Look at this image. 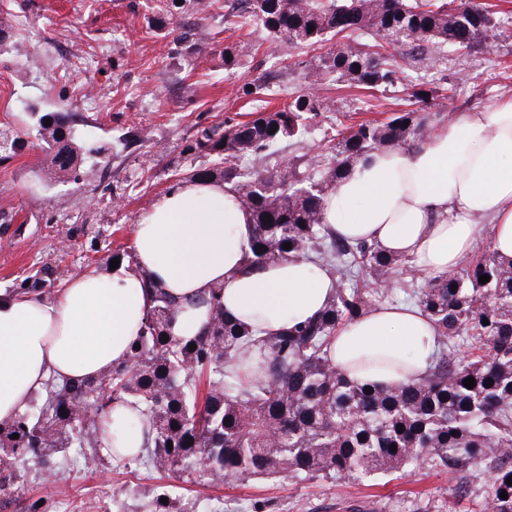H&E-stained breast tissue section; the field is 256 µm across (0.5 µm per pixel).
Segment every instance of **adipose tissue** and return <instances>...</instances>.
<instances>
[{
  "instance_id": "1",
  "label": "adipose tissue",
  "mask_w": 512,
  "mask_h": 512,
  "mask_svg": "<svg viewBox=\"0 0 512 512\" xmlns=\"http://www.w3.org/2000/svg\"><path fill=\"white\" fill-rule=\"evenodd\" d=\"M324 224L350 240L412 258L437 276L455 269L481 234L512 260V99L458 113L416 146L376 152L322 201ZM251 219L227 185L194 180L161 196L132 228L145 272L72 276L53 297L0 292V421L22 411L48 378L86 382L127 360L154 287L183 307L172 332L199 335V298L224 288L228 316L273 335L320 315L334 284L303 259L248 265ZM437 330L413 304L384 306L340 326L330 357L356 384L386 387L425 372Z\"/></svg>"
}]
</instances>
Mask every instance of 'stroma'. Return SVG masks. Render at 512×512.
Returning <instances> with one entry per match:
<instances>
[{
	"instance_id": "stroma-1",
	"label": "stroma",
	"mask_w": 512,
	"mask_h": 512,
	"mask_svg": "<svg viewBox=\"0 0 512 512\" xmlns=\"http://www.w3.org/2000/svg\"><path fill=\"white\" fill-rule=\"evenodd\" d=\"M232 2L205 0L170 14L166 0H0V22L11 26L0 52V131L23 136L19 151L0 153V290L28 281L49 297L71 276L98 272L103 254L131 246L132 226L153 202L212 166L213 156L191 147L202 129L282 109L307 90L311 69L336 40L284 53L261 29L227 25ZM184 32L205 42L206 53L176 44ZM228 47L241 55L233 70L224 67ZM394 55L405 80L383 93L330 76L321 88L329 107L310 121L307 146L328 143L339 125L384 120L417 83L445 88L452 116L512 97V38L449 51L434 68L401 47ZM458 72L466 76L460 85ZM249 82L261 92L243 95ZM83 97L90 105L77 107ZM57 111L70 113L77 142L111 146L109 163L87 160L73 178L47 181L34 115ZM65 239L72 243L66 250ZM53 460L52 482L34 464L19 472L23 497L44 498L46 512H156L161 495L177 512H351L366 501L376 512H425L432 503L445 512L468 508L449 495L447 473L428 470L342 486L279 476L225 484L119 468L107 457L93 473L71 452Z\"/></svg>"
}]
</instances>
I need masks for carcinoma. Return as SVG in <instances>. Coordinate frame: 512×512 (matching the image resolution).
Listing matches in <instances>:
<instances>
[{
	"label": "carcinoma",
	"instance_id": "obj_1",
	"mask_svg": "<svg viewBox=\"0 0 512 512\" xmlns=\"http://www.w3.org/2000/svg\"><path fill=\"white\" fill-rule=\"evenodd\" d=\"M225 20L252 22L288 48L360 33L400 43L431 66L445 50L467 48L502 27L496 11L475 0H276L262 14L255 0H237ZM326 73L368 90L403 81L392 56L355 42L328 52L310 76L317 82ZM438 98L439 89L416 84L405 107L385 120L348 126L335 144L276 168L268 166L271 149L300 140L304 122L328 108L324 97L299 94L266 118L203 131L196 148L214 153L222 167L193 178L220 179L249 210V264L305 257L333 272L331 300L315 320L262 336L226 316L224 287L217 286L200 300L209 306L203 332L184 339L172 333L180 304L153 287L155 305L125 362L78 386L51 381L38 413L0 422V497L20 498L19 460L45 465L79 448L83 466H98L99 454L85 449L112 438L104 422L114 405L134 404L148 443L141 455L115 459L125 468L338 486L402 470L447 471L456 477L450 494L472 499L475 512H512V260L490 249L456 271L420 277L410 260L344 241L322 221L323 197L370 153L423 142V131L442 118L431 111ZM37 123L54 177H67L78 162L70 115L43 113ZM484 274L490 281L482 284ZM399 291L434 322L437 350L423 376L367 393L342 377L327 348L338 327ZM468 377L471 389L463 384Z\"/></svg>",
	"mask_w": 512,
	"mask_h": 512
}]
</instances>
